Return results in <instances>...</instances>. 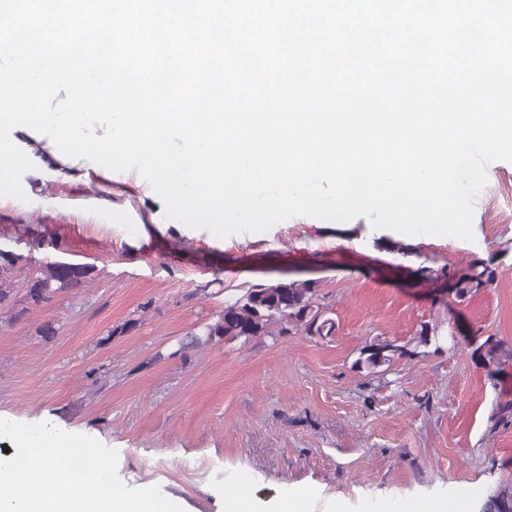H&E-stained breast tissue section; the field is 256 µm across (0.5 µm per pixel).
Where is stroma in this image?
I'll return each instance as SVG.
<instances>
[{"mask_svg": "<svg viewBox=\"0 0 512 512\" xmlns=\"http://www.w3.org/2000/svg\"><path fill=\"white\" fill-rule=\"evenodd\" d=\"M20 147L37 165L21 177L24 199L0 202V248L20 257L14 304L0 309V414L94 433L116 450L121 481L156 486L184 512H221L241 472L267 507L286 484L342 501L451 482L490 497L512 488V423L495 418L512 400V360L474 355L489 336L512 345V162L488 164L469 241L365 216L219 238L166 220L145 181L58 168L33 137ZM55 261L91 265L94 279L28 304L26 280ZM476 263L494 282L457 298ZM285 279L318 282L332 335L183 349L248 285ZM425 323L438 333L426 346ZM385 340L409 356L356 369Z\"/></svg>", "mask_w": 512, "mask_h": 512, "instance_id": "stroma-1", "label": "stroma"}]
</instances>
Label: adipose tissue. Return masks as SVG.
I'll return each instance as SVG.
<instances>
[{
	"instance_id": "obj_1",
	"label": "adipose tissue",
	"mask_w": 512,
	"mask_h": 512,
	"mask_svg": "<svg viewBox=\"0 0 512 512\" xmlns=\"http://www.w3.org/2000/svg\"><path fill=\"white\" fill-rule=\"evenodd\" d=\"M473 489L461 485L437 496L410 497L399 493L381 499L365 498L357 505L347 502L322 504L317 487H287L272 512H473Z\"/></svg>"
}]
</instances>
